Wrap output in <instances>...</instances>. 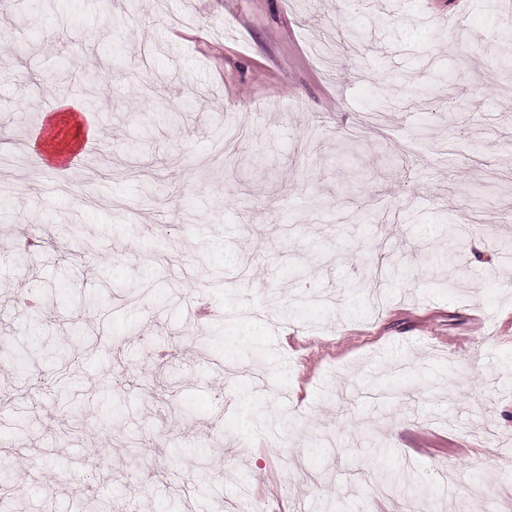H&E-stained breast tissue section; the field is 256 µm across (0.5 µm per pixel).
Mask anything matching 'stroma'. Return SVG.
I'll return each instance as SVG.
<instances>
[{
    "instance_id": "stroma-1",
    "label": "stroma",
    "mask_w": 512,
    "mask_h": 512,
    "mask_svg": "<svg viewBox=\"0 0 512 512\" xmlns=\"http://www.w3.org/2000/svg\"><path fill=\"white\" fill-rule=\"evenodd\" d=\"M507 58L512 0H0V336L79 318L96 348L54 395L50 361L0 366L29 512H498ZM59 105L93 130L64 174ZM212 330L232 359L192 343ZM43 125L45 126L46 140L50 143L56 141L58 144L52 150L51 160L58 165L59 172L67 173L68 170L62 167V163L67 154V148L76 142L84 132L81 119L73 112H47L44 114ZM61 134H63L62 140L57 141Z\"/></svg>"
}]
</instances>
